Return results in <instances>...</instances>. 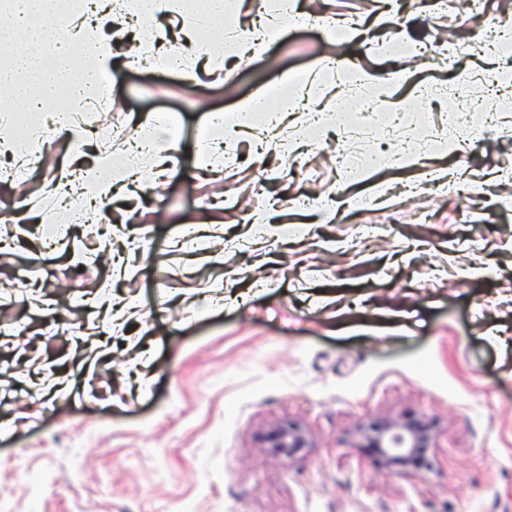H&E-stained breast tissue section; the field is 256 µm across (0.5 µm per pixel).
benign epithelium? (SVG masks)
Masks as SVG:
<instances>
[{"label": "benign epithelium", "instance_id": "obj_1", "mask_svg": "<svg viewBox=\"0 0 512 512\" xmlns=\"http://www.w3.org/2000/svg\"><path fill=\"white\" fill-rule=\"evenodd\" d=\"M369 446L380 456L386 469H406L419 461L431 439V425L420 418L387 419L365 427ZM267 447L285 457L308 447L306 433L293 424L278 425L266 435Z\"/></svg>", "mask_w": 512, "mask_h": 512}]
</instances>
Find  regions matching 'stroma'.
Masks as SVG:
<instances>
[{
  "label": "stroma",
  "instance_id": "1",
  "mask_svg": "<svg viewBox=\"0 0 512 512\" xmlns=\"http://www.w3.org/2000/svg\"><path fill=\"white\" fill-rule=\"evenodd\" d=\"M350 29L340 40L292 26L258 53L210 35L199 81L126 65L112 52L110 135L85 155L73 136L16 165L0 150V512H512V51L488 46L512 0H298ZM407 45L390 57L393 43ZM355 62L387 96L349 89L329 60ZM497 79L476 93L475 79ZM287 86L299 108L284 133H317L306 152L237 159L214 153L212 112ZM433 100L388 141L383 167L353 178L315 125L352 94L390 111ZM491 114L469 157L438 149L401 164L404 144L449 131L448 105ZM163 115L182 133L164 180L142 171L111 203L107 248L79 224L57 182L97 150L127 156L137 120ZM437 168L448 181L428 190ZM366 194L351 208L329 191ZM327 198L325 207L315 199ZM277 226L255 235L249 218ZM71 226V250L48 223ZM81 327L72 333L71 324ZM433 427L427 466L384 469L363 429L381 417ZM300 425L308 448L287 459L264 438Z\"/></svg>",
  "mask_w": 512,
  "mask_h": 512
}]
</instances>
